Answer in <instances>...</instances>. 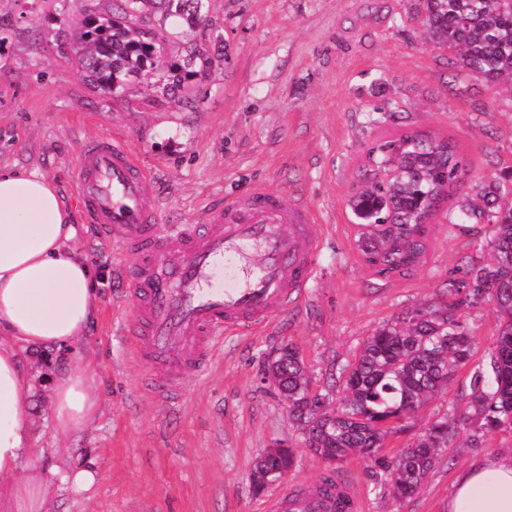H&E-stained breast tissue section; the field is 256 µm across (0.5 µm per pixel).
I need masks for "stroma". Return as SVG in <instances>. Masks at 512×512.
I'll return each instance as SVG.
<instances>
[{
	"label": "stroma",
	"mask_w": 512,
	"mask_h": 512,
	"mask_svg": "<svg viewBox=\"0 0 512 512\" xmlns=\"http://www.w3.org/2000/svg\"><path fill=\"white\" fill-rule=\"evenodd\" d=\"M58 0H0V167L52 179L78 224L76 247L97 274L101 296L79 357L36 349L22 354L32 388L25 415L31 445L18 476L33 468H88L96 481L79 493L52 491L53 512H263L275 492L248 474L279 442L293 450L287 485L330 470L289 418L267 367L285 344L300 352L313 388L331 390L364 340L383 324L441 301L452 270L482 256L487 225L449 226L457 198L430 220L423 266L384 277L362 260L349 208L372 143L407 131L452 138L473 180L512 166V86L493 85L449 66L422 26L421 0H212L224 56L191 89L190 106L161 93L163 69L131 81L110 106L81 81L71 51L58 46ZM117 138L151 173L171 224L200 223L207 205L267 187L305 202L327 227L316 274L301 307L250 335H228L214 363L180 380L167 410L144 388L148 369L119 329L133 314L117 277L119 245L91 224L78 190L80 145ZM94 360L100 411L88 427L56 432L52 380L62 362ZM469 376L460 370L406 431L395 455L445 417L468 411ZM512 454V429L458 428L442 461L409 499L393 501L377 470L351 458L337 470L366 512H448L457 477L475 458Z\"/></svg>",
	"instance_id": "35a3bbf8"
}]
</instances>
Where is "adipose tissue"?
Here are the masks:
<instances>
[{"mask_svg": "<svg viewBox=\"0 0 512 512\" xmlns=\"http://www.w3.org/2000/svg\"><path fill=\"white\" fill-rule=\"evenodd\" d=\"M74 213L44 175L0 169V512H50L39 470L17 477L29 451L25 417L31 380L27 348L78 343L96 316L91 269L77 251ZM97 369L62 367L54 379L53 422L63 435L98 415ZM448 512H512V456L486 455L458 478Z\"/></svg>", "mask_w": 512, "mask_h": 512, "instance_id": "1", "label": "adipose tissue"}]
</instances>
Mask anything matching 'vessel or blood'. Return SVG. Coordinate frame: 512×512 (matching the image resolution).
<instances>
[{
	"label": "vessel or blood",
	"mask_w": 512,
	"mask_h": 512,
	"mask_svg": "<svg viewBox=\"0 0 512 512\" xmlns=\"http://www.w3.org/2000/svg\"><path fill=\"white\" fill-rule=\"evenodd\" d=\"M76 170L92 223L132 259L134 316L126 334L151 369V395L169 409L179 405L176 378L207 369L222 333H252L297 303L315 275L324 225L309 207L286 204L267 188L208 207L202 223L161 235L152 180L119 141L106 137L80 148ZM364 509L341 482L284 489L265 512Z\"/></svg>",
	"instance_id": "vessel-or-blood-1"
}]
</instances>
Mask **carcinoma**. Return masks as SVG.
Listing matches in <instances>:
<instances>
[{
  "mask_svg": "<svg viewBox=\"0 0 512 512\" xmlns=\"http://www.w3.org/2000/svg\"><path fill=\"white\" fill-rule=\"evenodd\" d=\"M61 2L55 38L68 40L81 80L107 104L165 54V35L156 22L177 19L189 29L210 25V0H121L111 15L96 12L91 0H78L76 16L69 12L70 0ZM424 10L423 26L453 54V64L490 83H512V0H424ZM212 61L210 53L195 49L170 60L164 89H190L206 77ZM370 152L365 187L351 200L355 217L369 227L359 251L377 272L405 275L427 253L426 234L416 232L419 218L432 216L445 193L464 189L470 174L455 144L417 132L377 141ZM449 223L490 226V262L462 257L448 279V301L418 308L368 337L342 368L338 406H329L328 395L311 392L292 346H283L268 367L309 450L329 462L352 455L369 460L396 499L415 494L440 462L455 431L453 409L395 457L385 454L386 441L405 429L401 416L418 413L458 370L469 367L474 430L512 428V167L481 181ZM482 304L497 313L496 342L487 361L473 364L472 331L457 311ZM293 463L289 448L260 454L250 473L252 479L265 477L256 491L276 482L277 468Z\"/></svg>",
  "mask_w": 512,
  "mask_h": 512,
  "instance_id": "cac0c4a2",
  "label": "carcinoma"
}]
</instances>
